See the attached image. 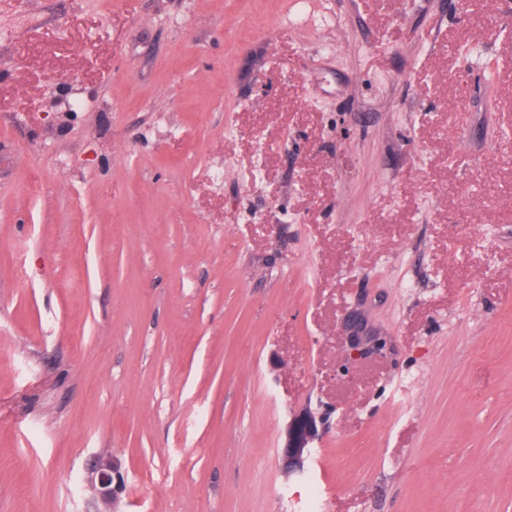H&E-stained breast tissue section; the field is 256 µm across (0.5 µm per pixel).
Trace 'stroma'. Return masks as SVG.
<instances>
[{
  "mask_svg": "<svg viewBox=\"0 0 512 512\" xmlns=\"http://www.w3.org/2000/svg\"><path fill=\"white\" fill-rule=\"evenodd\" d=\"M99 453L123 512H512V0H0V512ZM317 431V420L311 412H299L289 420L281 448H278L279 459L288 474H302L305 471Z\"/></svg>",
  "mask_w": 512,
  "mask_h": 512,
  "instance_id": "obj_1",
  "label": "stroma"
}]
</instances>
